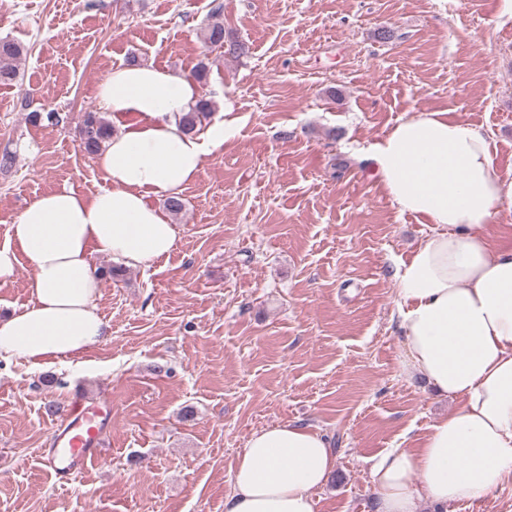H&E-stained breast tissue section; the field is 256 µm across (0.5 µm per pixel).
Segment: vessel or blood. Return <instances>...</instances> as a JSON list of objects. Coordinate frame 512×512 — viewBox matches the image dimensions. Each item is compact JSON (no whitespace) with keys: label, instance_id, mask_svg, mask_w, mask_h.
I'll return each instance as SVG.
<instances>
[{"label":"vessel or blood","instance_id":"b4317fda","mask_svg":"<svg viewBox=\"0 0 512 512\" xmlns=\"http://www.w3.org/2000/svg\"><path fill=\"white\" fill-rule=\"evenodd\" d=\"M112 425L110 403L76 397L62 420L52 428L44 463L58 481L68 482L99 459L102 439Z\"/></svg>","mask_w":512,"mask_h":512}]
</instances>
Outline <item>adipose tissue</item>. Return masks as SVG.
I'll list each match as a JSON object with an SVG mask.
<instances>
[{"mask_svg": "<svg viewBox=\"0 0 512 512\" xmlns=\"http://www.w3.org/2000/svg\"><path fill=\"white\" fill-rule=\"evenodd\" d=\"M97 97L105 112L133 113L97 157L107 185L70 188L29 203L0 247V279L18 257L33 267L31 299L0 318V360L34 365L105 341L92 254L132 267L168 255L177 227L152 200L177 195L223 144L224 124L183 133L179 116L200 99L189 75L152 64L112 69ZM372 171L400 212L431 233L395 274L403 367L458 409L418 448H391L371 468L377 512H416L481 500L512 478V244L490 251L483 231L512 205L485 131L443 112H418L378 144ZM323 433L292 423L253 433L241 449L224 512H316L314 493L333 478Z\"/></svg>", "mask_w": 512, "mask_h": 512, "instance_id": "obj_1", "label": "adipose tissue"}]
</instances>
